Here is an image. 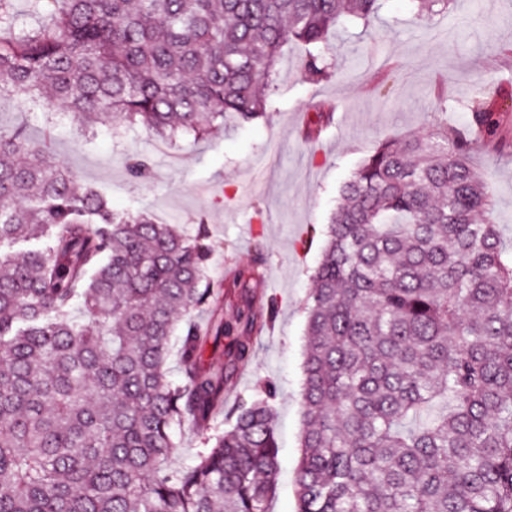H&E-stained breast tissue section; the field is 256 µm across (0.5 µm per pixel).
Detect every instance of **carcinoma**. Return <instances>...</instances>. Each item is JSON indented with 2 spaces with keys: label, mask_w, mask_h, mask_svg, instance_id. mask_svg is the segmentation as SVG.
Listing matches in <instances>:
<instances>
[{
  "label": "carcinoma",
  "mask_w": 512,
  "mask_h": 512,
  "mask_svg": "<svg viewBox=\"0 0 512 512\" xmlns=\"http://www.w3.org/2000/svg\"><path fill=\"white\" fill-rule=\"evenodd\" d=\"M0 0V92L83 142L140 126L175 143L276 109L275 66L305 50L332 76L329 37L370 26L383 0ZM428 21L449 0H414ZM467 102L485 136V97ZM337 105L317 107L315 142ZM137 178L147 159L125 158ZM307 306L297 512H512V249L471 141L410 135L381 146L340 190ZM0 512H267L275 388L242 398L210 435L251 355L249 292L263 247L215 318L224 367L204 360L197 315L209 247L143 212L118 213L45 144L0 127ZM81 303L85 318L71 310ZM181 380L169 379L172 337ZM204 439L179 460L172 430Z\"/></svg>",
  "instance_id": "cac0c4a2"
}]
</instances>
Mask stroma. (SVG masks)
Returning a JSON list of instances; mask_svg holds the SVG:
<instances>
[{
	"mask_svg": "<svg viewBox=\"0 0 512 512\" xmlns=\"http://www.w3.org/2000/svg\"><path fill=\"white\" fill-rule=\"evenodd\" d=\"M330 53L333 77L313 81L300 52L284 50L277 76L284 95L275 112L196 143L179 141L169 158L155 152V136L143 129L87 147L75 133H59L52 145L78 179L104 191L117 211H144L189 234L206 219L211 288L223 287L227 270L251 264L255 245H262L257 305H275L276 316L254 333L251 358L211 430L229 428L228 411L239 398L275 387L279 473L269 512L297 510L305 305L321 259V230L339 205L341 185L382 143L434 133L443 122L469 133L473 118L460 104L491 76L500 81L491 93L497 129L471 157L489 185L488 218L499 225L504 243L512 242V0H451L447 12L427 22L413 0H386L370 27H340ZM443 94L450 105L445 113L439 107ZM320 102L337 104L334 121L317 143H304L300 134ZM128 154L146 157L151 176L133 177L124 164Z\"/></svg>",
	"mask_w": 512,
	"mask_h": 512,
	"instance_id": "stroma-1",
	"label": "stroma"
}]
</instances>
